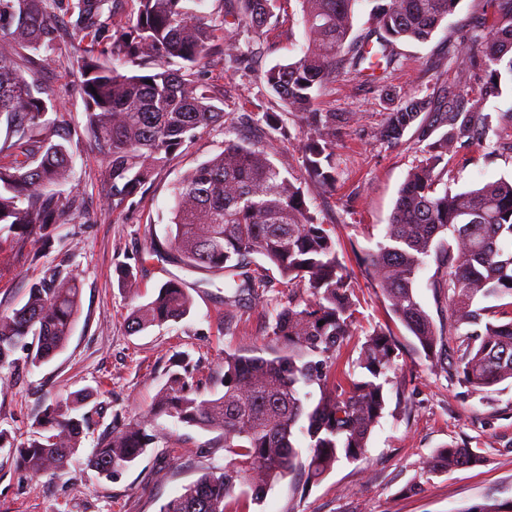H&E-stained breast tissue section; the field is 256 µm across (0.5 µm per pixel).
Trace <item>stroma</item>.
Instances as JSON below:
<instances>
[{
  "mask_svg": "<svg viewBox=\"0 0 512 512\" xmlns=\"http://www.w3.org/2000/svg\"><path fill=\"white\" fill-rule=\"evenodd\" d=\"M286 14V20L268 30L240 32L235 46L250 53L247 68L231 67L216 56L199 72L202 82L223 92L224 109L237 115V122L200 132L121 212L106 204L105 160L89 146H80L70 186L79 196L82 216L58 225L49 245L33 238L0 243V311L20 307L31 283L48 266L74 274L81 285L80 313L66 347L41 365L0 368V429L10 433L15 445L27 444L47 405L81 389L93 393L85 407L89 419L83 444L66 472L50 479L1 468L0 512H160L203 472L228 463V453L214 446L212 433L165 417L160 420L163 438L113 479L101 478L87 463L92 448L113 427L151 408L176 358L192 370L201 394H222L225 353L281 354L283 346L272 334L274 316L288 303L307 298L305 289L288 288L277 275L263 299L243 301L233 320H226L223 272L188 271L171 250L167 227L175 187L189 170L221 153L228 140L272 145L276 164L302 187L318 222L334 232L359 302V323L341 350L339 369H351L367 332L384 329L398 345L386 373V408L362 459L341 460L307 487L298 477L287 478L261 503L243 497L229 501L228 512H467L485 503L512 512V383L477 394L449 374L447 352L429 360L421 357L415 338L393 316L363 266L366 255L383 242L399 189L420 160L427 138L439 136L435 130L423 135L415 126L398 143L379 141L377 131L387 112L405 101L409 89L488 117V130L462 138L448 154L450 190L512 179V80L502 79L497 95L481 98L490 71L475 55L467 67V83L457 81V50L489 32L498 18L496 0H458L428 41L397 44L396 62L382 79L373 82L340 72L317 93L315 110L341 117L331 192L307 178L302 151L307 130L299 119L288 118L284 136L255 119L280 109L264 72L292 62L304 43L298 0L287 4ZM61 34L55 62L41 79L54 92L65 125L79 131L86 109L73 85L81 51L69 29ZM153 243L161 256L144 258ZM173 276L185 281L193 298L189 316L130 332L132 310L149 302ZM451 445L475 451L480 465L428 471L425 460Z\"/></svg>",
  "mask_w": 512,
  "mask_h": 512,
  "instance_id": "1",
  "label": "stroma"
}]
</instances>
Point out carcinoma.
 <instances>
[{
    "label": "carcinoma",
    "mask_w": 512,
    "mask_h": 512,
    "mask_svg": "<svg viewBox=\"0 0 512 512\" xmlns=\"http://www.w3.org/2000/svg\"><path fill=\"white\" fill-rule=\"evenodd\" d=\"M59 0H0V231L20 238H53L80 205L60 187L71 176L73 148L85 140L108 164V204L121 211L148 184L169 156L197 131L233 121L215 104L218 97L198 78L214 55L233 49L216 42L214 12L206 0H132L123 22L121 0H73L67 8L75 39L86 43L80 56L78 91L87 122L74 134L54 117L53 94L40 82L60 41ZM232 31H261L281 8L280 0H214ZM305 44L297 58L263 75L278 97L279 112L263 113L266 125L288 134L285 118H300L308 131L303 144L309 179L326 191L336 185L334 112L313 110L314 93L336 72L382 69L393 63L391 46L400 40L426 41L448 18L457 0H387L371 13V37L348 40L355 6L362 0H299ZM509 25L494 29L481 44L491 72L484 95L497 93L502 72L512 76V0H497ZM345 55H340L344 44ZM149 68L121 73L107 62ZM182 65L170 68L173 60ZM447 130L423 150L405 179L387 224L384 242L369 254L364 271L381 289L389 309L417 341L425 358L455 337L457 372L476 393L512 381V180L500 178L452 193L448 167L441 166L459 139L486 126L479 112L448 111L432 98L407 94L387 113L380 137L399 141L424 112ZM266 146L227 141L218 155L186 173L173 192L171 244L189 269L222 270L224 307L237 308L245 296L261 298L269 269L251 267L257 254L292 288L311 299L288 303L276 313L272 333L284 345L267 359L224 356V393L206 398L188 375L174 371L154 407L112 430L92 449L90 467L111 478L135 462L156 439L162 416L217 434L231 460L203 473L160 512H226V499L239 494L262 501L266 491L302 472L321 480L341 459L364 455L371 430L385 408L381 381L396 357L394 338L381 330L367 335L352 371L337 372L341 349L356 323L354 285L336 250L332 233L309 212L302 189L271 160ZM452 233L453 240L444 237ZM436 270L432 286L448 292V333L436 328L414 288L427 258ZM495 298L501 304L484 306ZM192 307L183 283H163L155 297L132 312L128 328L137 333L178 323ZM80 312L77 278L49 268L31 284L25 303L0 312V367L18 364L17 352L32 365L45 363L66 346ZM323 325H318V322ZM471 327L464 334L461 326ZM317 386L319 396L309 387ZM92 396L86 390L46 407L35 438L18 448L0 431V466L33 476L62 475L82 446L86 417L79 411ZM308 440L302 459L297 436ZM467 448H441L425 461L430 471H448L473 461Z\"/></svg>",
    "instance_id": "cac0c4a2"
}]
</instances>
